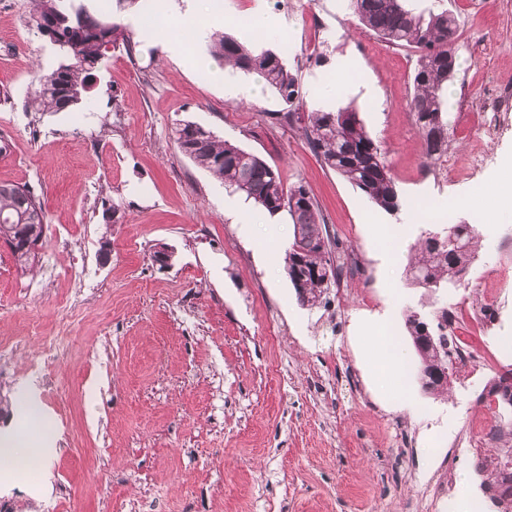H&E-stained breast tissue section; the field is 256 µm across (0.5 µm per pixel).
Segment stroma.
<instances>
[{
  "label": "stroma",
  "instance_id": "obj_1",
  "mask_svg": "<svg viewBox=\"0 0 512 512\" xmlns=\"http://www.w3.org/2000/svg\"><path fill=\"white\" fill-rule=\"evenodd\" d=\"M195 12L201 27L246 46L283 53L307 109L335 82L337 57L358 70L337 98L353 105L393 176L400 209L376 206L311 151L299 124L269 125L288 111L261 78L223 69L225 82L257 85L246 99L225 96L210 42L181 57L164 52L178 37L187 0H168L166 31L150 21L158 0L117 8L115 0H74L118 23L133 53L108 49L95 81L65 112L30 105L35 73L61 57L27 24L29 0H0V184L34 190L48 229L36 272L25 273L0 243V336L56 334L73 289L89 299L69 325L51 385L32 384L26 366L39 351L26 343L0 375V396L35 386L43 413L26 426L17 412L1 433L26 431L25 446L46 448L42 471L0 483V512H428L423 489L442 473L466 476L480 493L478 454L491 447L475 431L487 411L481 378L451 377L448 393L422 390L408 375L398 399L368 353L372 320L392 312V332L408 367L417 356L406 310L431 314L476 302L482 333L458 328L482 354L501 346L497 372L512 370V195L502 177L512 159V108L490 124L484 106L512 105V0H410L418 13L449 11L458 20L457 68L448 103V154L454 171L438 183L408 109L418 53L366 29L349 0H212ZM262 7L267 26L254 39L242 15ZM296 49L287 53L285 41ZM193 122L302 181L329 232L360 255L369 280L345 278V295L327 305L299 304L285 269L293 236L287 213L262 214L244 195L198 167L176 146V124ZM486 157L478 173L475 158ZM485 195L482 213L454 208ZM451 211L479 240L460 286L433 292L406 275L414 246L436 221L416 210ZM112 251L100 261L101 239ZM169 267L151 261L156 247ZM57 277L40 297L31 287L47 266Z\"/></svg>",
  "mask_w": 512,
  "mask_h": 512
}]
</instances>
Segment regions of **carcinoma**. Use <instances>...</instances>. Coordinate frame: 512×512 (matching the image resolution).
Masks as SVG:
<instances>
[{
	"mask_svg": "<svg viewBox=\"0 0 512 512\" xmlns=\"http://www.w3.org/2000/svg\"><path fill=\"white\" fill-rule=\"evenodd\" d=\"M408 0H350L359 21L388 42L420 51L413 76L414 94L409 103L414 124L423 139L425 155L448 151L447 105L443 92L456 71L452 36L456 19L443 10L425 16L407 5ZM30 21L38 33L53 40L62 61L52 71L53 79L37 78L31 106L37 112H62L77 105L90 88L93 71L106 48L133 49L132 37L120 25L100 20L86 10L71 11L67 0H31ZM212 53L224 64L243 73H256L267 86L291 106L303 105L297 78L277 53H259L232 36L212 37ZM283 121L302 122L313 153L331 170L345 177L364 192L379 208L399 210V193L379 147L366 132L358 113L350 106L335 112L313 110L305 115L287 112L270 116L275 125ZM178 148L197 166L210 172L228 189L241 193L262 210L288 213L293 222V238L285 250L288 278L297 300L313 308L323 303L329 292L327 280H337L341 265H333L332 254L338 242L323 223L318 204L305 185L285 184L280 172L257 155L212 135L200 142L191 124L175 127ZM47 223L34 194L23 187L0 185V239H16ZM476 252L474 229H468L459 251H448L446 229L434 230L421 239L407 273L413 282L433 291L454 287L467 271ZM447 311L435 314L439 334L435 343L422 351L418 368L431 372V393L442 394L450 383L448 334L443 319ZM405 326L412 344L417 345L430 319L418 312L405 315ZM499 448L477 458L482 486L491 497L501 495L512 501V465L504 451L512 452V421L500 420L491 430Z\"/></svg>",
	"mask_w": 512,
	"mask_h": 512,
	"instance_id": "cac0c4a2",
	"label": "carcinoma"
}]
</instances>
